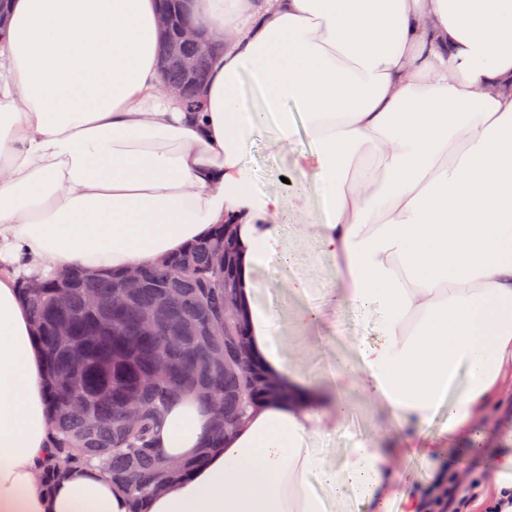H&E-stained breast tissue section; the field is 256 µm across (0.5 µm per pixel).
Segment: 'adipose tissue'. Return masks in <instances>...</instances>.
<instances>
[{"instance_id": "obj_1", "label": "adipose tissue", "mask_w": 512, "mask_h": 512, "mask_svg": "<svg viewBox=\"0 0 512 512\" xmlns=\"http://www.w3.org/2000/svg\"><path fill=\"white\" fill-rule=\"evenodd\" d=\"M224 36L199 109L168 92L155 0H12L0 32V512H132L92 467L39 478L49 446L44 358L23 279L80 266L152 264L237 227L254 358L287 380L147 512H414L406 463L431 482L491 406L512 398V0H193ZM259 89L248 105L244 81ZM276 123V148L310 139L288 178L323 204L296 237L336 269L322 306L377 322L333 373L388 418L400 448L364 437L342 463L317 443L346 410L304 380L306 353L272 336L259 270L293 263L280 192L245 161ZM207 416L184 397L156 444L188 457ZM512 501V448L486 462L471 512Z\"/></svg>"}]
</instances>
